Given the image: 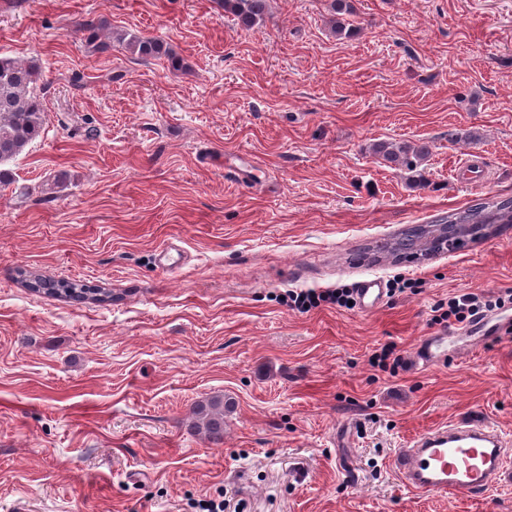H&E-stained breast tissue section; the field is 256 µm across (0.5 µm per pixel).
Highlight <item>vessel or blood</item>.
<instances>
[{"mask_svg":"<svg viewBox=\"0 0 512 512\" xmlns=\"http://www.w3.org/2000/svg\"><path fill=\"white\" fill-rule=\"evenodd\" d=\"M384 296L380 280L361 282L359 303L363 308L380 305ZM478 325L480 333L470 337V344L496 340L512 328L488 316ZM455 347V337H425L416 349L414 364L433 366ZM394 467L402 483L415 492L481 495L512 479V441L487 423H451L428 430L410 447L401 449Z\"/></svg>","mask_w":512,"mask_h":512,"instance_id":"b4317fda","label":"vessel or blood"}]
</instances>
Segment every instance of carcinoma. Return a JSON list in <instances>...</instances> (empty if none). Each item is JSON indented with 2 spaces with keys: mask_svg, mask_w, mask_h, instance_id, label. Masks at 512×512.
<instances>
[{
  "mask_svg": "<svg viewBox=\"0 0 512 512\" xmlns=\"http://www.w3.org/2000/svg\"><path fill=\"white\" fill-rule=\"evenodd\" d=\"M224 12L231 14L240 27L248 30L261 24L267 15L268 0H223ZM332 31L336 36L349 38L355 31L348 16L352 14L350 0H332ZM118 41L141 60L166 58L172 69L185 68L183 60L175 55L163 40L132 36H118ZM43 87L40 70L35 62L23 63L0 56V185L12 183V174L1 168L20 154L45 130L48 115L43 107ZM374 153L384 161L413 170L429 153L427 144L379 143ZM442 223L464 228L468 224H512V198L488 200L449 214ZM426 236L424 226L408 229L395 243L404 253L418 251ZM32 288L52 297L74 300H92L104 303L112 300L107 292L87 288L84 284L65 279L55 280L32 276ZM231 403L213 396L198 403L194 411L193 429L213 442L224 439V413Z\"/></svg>",
  "mask_w": 512,
  "mask_h": 512,
  "instance_id": "obj_1",
  "label": "carcinoma"
}]
</instances>
